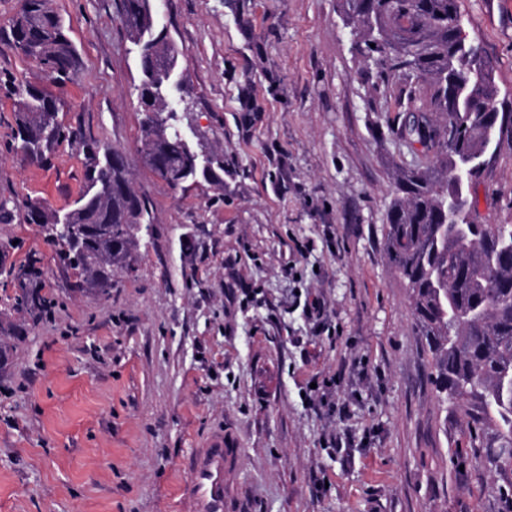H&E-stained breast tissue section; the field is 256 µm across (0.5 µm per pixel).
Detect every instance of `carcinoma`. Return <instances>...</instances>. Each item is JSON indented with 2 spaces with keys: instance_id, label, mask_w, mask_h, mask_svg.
Returning <instances> with one entry per match:
<instances>
[{
  "instance_id": "carcinoma-1",
  "label": "carcinoma",
  "mask_w": 512,
  "mask_h": 512,
  "mask_svg": "<svg viewBox=\"0 0 512 512\" xmlns=\"http://www.w3.org/2000/svg\"><path fill=\"white\" fill-rule=\"evenodd\" d=\"M346 24L385 86L396 77L408 84L431 81L429 103L408 105L399 135L434 157L403 173L387 214L385 251L409 288L414 329L432 359L431 379L445 402L468 418L471 447L501 466L512 454V224H477L471 188L489 164L492 145L512 112L503 111L493 63L466 39L457 0H345ZM127 38L136 48L140 99L156 107L143 113L141 159L155 176L189 188L218 179L224 157L193 147L178 120L169 77L184 76L178 52L159 25L157 0H118ZM14 48L35 62L54 85L72 81L83 62L64 18L51 0H25L12 20ZM16 96L13 146L27 160L48 162L63 142L84 157L85 186L63 213L28 206V221L60 246L63 262L89 290L105 293L120 272L131 269L137 230L151 223L146 196L128 178L123 153L88 139L59 120L60 100L46 87L13 83ZM56 224L76 227L81 244L55 237ZM37 260L11 270L19 288L11 306L38 319L52 305L40 288L24 281Z\"/></svg>"
}]
</instances>
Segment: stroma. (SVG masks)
Returning a JSON list of instances; mask_svg holds the SVG:
<instances>
[{"instance_id":"35a3bbf8","label":"stroma","mask_w":512,"mask_h":512,"mask_svg":"<svg viewBox=\"0 0 512 512\" xmlns=\"http://www.w3.org/2000/svg\"><path fill=\"white\" fill-rule=\"evenodd\" d=\"M51 4L84 60L56 91L61 118L122 149L152 224L98 294L28 223V205L71 207L83 156L13 151L11 84L42 73L12 46L20 0H0V245L17 267L40 258L55 315L12 308L0 277L14 328L0 332V512H181L179 459L216 429L238 451L243 512H512V469L475 463L384 250L396 173L424 158L343 0H162L194 102L182 124L224 157L220 182L186 190L141 162L140 68L116 0ZM458 6L512 112V0ZM472 197L478 223L512 224V132Z\"/></svg>"}]
</instances>
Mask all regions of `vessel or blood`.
<instances>
[{"mask_svg": "<svg viewBox=\"0 0 512 512\" xmlns=\"http://www.w3.org/2000/svg\"><path fill=\"white\" fill-rule=\"evenodd\" d=\"M234 465L235 451L225 447L223 431L211 432L191 449L179 464L187 475L182 487L186 512H238L240 505L226 485Z\"/></svg>", "mask_w": 512, "mask_h": 512, "instance_id": "obj_1", "label": "vessel or blood"}]
</instances>
